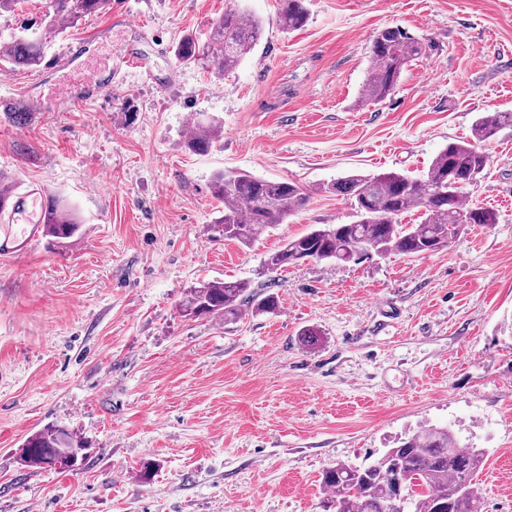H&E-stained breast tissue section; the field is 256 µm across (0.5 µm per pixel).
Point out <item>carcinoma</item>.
I'll use <instances>...</instances> for the list:
<instances>
[{
    "mask_svg": "<svg viewBox=\"0 0 512 512\" xmlns=\"http://www.w3.org/2000/svg\"><path fill=\"white\" fill-rule=\"evenodd\" d=\"M279 22L292 32L308 21L306 0H279ZM111 0H47L44 22L50 32L58 24L73 25L85 16L106 10ZM262 35V22L232 5L213 23L206 40L192 34L178 38L175 59L197 65L216 78L235 69L250 54ZM432 45L406 30L386 27L373 37L371 67L359 100L374 103L397 87L411 62L427 54ZM43 44L24 38L0 45V58L19 67L41 63ZM512 125V112H485L474 122L471 138L448 143L433 159L426 173L409 176L399 172L353 174L332 185V191L354 202L356 220L313 229L288 240L270 254V270L296 267L308 260L358 263L372 254L421 255L448 246L467 224H495L490 208L470 206L465 194L487 166L485 144L504 127ZM199 135L184 142L192 153L206 152L220 138L221 124L198 122ZM214 199L224 205L217 223L224 238L244 246L253 244L274 224L306 209L310 198L298 184L272 181L249 172H221L212 180ZM422 212L418 224L401 223L402 215ZM80 229L75 215L50 201L44 230L56 239H69ZM239 281H208L191 288L182 313L191 318L222 317L236 320L246 304L256 312L272 313L278 307L274 295L251 297ZM86 448L85 441L56 426H47L27 437L21 461L33 468L66 470L76 465L73 455ZM483 448H463L446 427H429L400 441L382 458L366 466L338 463L323 471L327 501L334 512H386L396 487L406 494L399 512H483V499L473 479L483 466Z\"/></svg>",
    "mask_w": 512,
    "mask_h": 512,
    "instance_id": "cac0c4a2",
    "label": "carcinoma"
}]
</instances>
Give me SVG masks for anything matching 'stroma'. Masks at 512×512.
I'll return each mask as SVG.
<instances>
[{
  "label": "stroma",
  "mask_w": 512,
  "mask_h": 512,
  "mask_svg": "<svg viewBox=\"0 0 512 512\" xmlns=\"http://www.w3.org/2000/svg\"><path fill=\"white\" fill-rule=\"evenodd\" d=\"M228 4L112 0L59 35L39 23L46 0L0 11V43L42 41L44 63L86 44L42 86L48 111L0 112V175L81 223L67 242L41 233L0 257V512H326L327 467L428 426L486 449V512H512V127L469 189L497 223L422 255L265 266L286 240L353 222L337 178L420 175L480 113L512 112V0H308L290 33L277 0H241L263 36L239 66L218 80L177 62L178 36L206 37ZM389 26L433 48L391 96L359 105ZM130 49L140 67L120 68ZM94 74L110 92L56 110ZM199 116L223 133L193 154ZM226 170L297 183L310 202L242 246L215 227L210 186ZM224 280L275 294L276 311L180 314L188 288ZM52 425L86 441L81 464L22 466L23 441Z\"/></svg>",
  "instance_id": "stroma-1"
}]
</instances>
